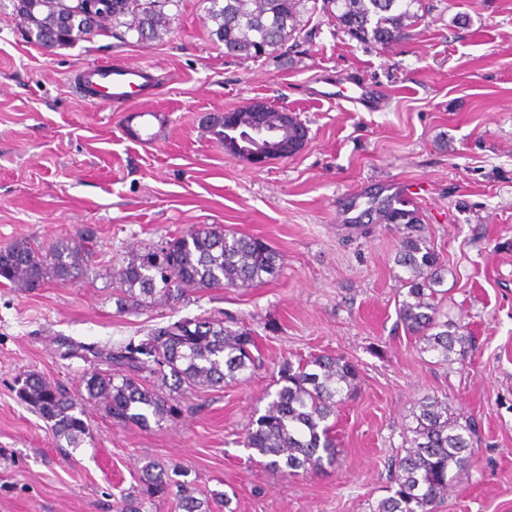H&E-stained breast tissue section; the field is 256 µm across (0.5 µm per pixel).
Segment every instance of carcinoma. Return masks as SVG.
Listing matches in <instances>:
<instances>
[{
    "instance_id": "obj_1",
    "label": "carcinoma",
    "mask_w": 512,
    "mask_h": 512,
    "mask_svg": "<svg viewBox=\"0 0 512 512\" xmlns=\"http://www.w3.org/2000/svg\"><path fill=\"white\" fill-rule=\"evenodd\" d=\"M16 16L31 41L46 47H67L105 32L123 40L130 33L139 40H160L169 32L165 7L174 0H12ZM211 34L224 44V53L256 60L283 48L300 25L305 0H206ZM331 18L336 29L361 42L387 45L417 25L422 0H312ZM266 130L283 139L294 128L278 124L280 110L263 106ZM250 108L236 111L231 127L216 121L212 133L224 149L237 156L233 142L253 126ZM372 216L386 224H414L415 213L397 196L374 195L356 219ZM91 240L59 241L46 252L20 240L0 248V278L23 288L45 280L74 279L83 273L91 254ZM396 264L404 269L407 292L397 315L415 337L420 350L445 364L451 355L465 357L471 337L459 323L439 318L437 286L442 282L440 258L422 236L404 238ZM279 254L264 240L239 236L221 227L201 224L173 237L160 247L134 252L113 275L119 307H148L159 299L179 300L186 288L248 287L273 277ZM112 366V372L89 373L84 379L87 399L113 420L149 427L173 422L180 407L146 386L147 371L172 381L175 389H198L236 382L260 361L254 332L230 330L219 319H180L158 326L138 341L109 349L88 348ZM279 388L264 413L252 419L243 445L268 458L267 465L287 474L305 473L332 463L338 455L332 436L338 407L357 390V372L351 362L329 354L283 360L277 371ZM18 398L49 424L56 440L77 448L90 435L85 411L59 385L30 373L17 390ZM416 426L407 428L408 447L392 475L391 495L381 499L376 512H434L447 496L453 476L468 467L473 451L472 427L460 422L448 398L426 396L413 412ZM187 472L151 462L144 467L143 495L152 501L165 497L171 486L181 489L179 512H213L211 501L195 496V489L177 477Z\"/></svg>"
}]
</instances>
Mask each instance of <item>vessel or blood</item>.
Here are the masks:
<instances>
[{
  "instance_id": "obj_1",
  "label": "vessel or blood",
  "mask_w": 512,
  "mask_h": 512,
  "mask_svg": "<svg viewBox=\"0 0 512 512\" xmlns=\"http://www.w3.org/2000/svg\"><path fill=\"white\" fill-rule=\"evenodd\" d=\"M70 82L76 92L88 99L108 104L127 103L134 95H149L154 87V75L144 66L122 64H91L75 70ZM321 97L342 100L359 111H372L379 102L373 87L362 80L353 81L351 89L337 84L321 90ZM137 123L136 136L141 141H153L158 137L160 127L158 116L149 110H137L132 114Z\"/></svg>"
}]
</instances>
